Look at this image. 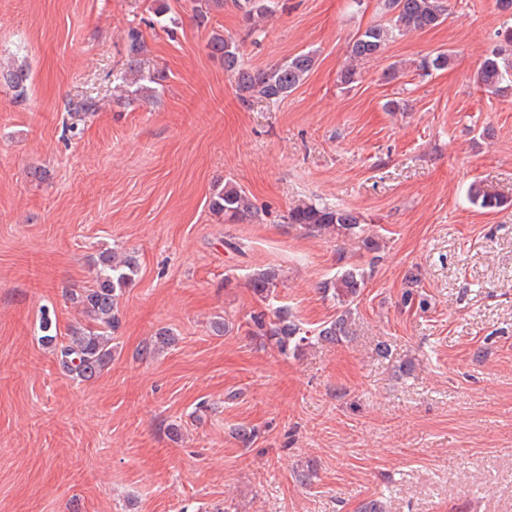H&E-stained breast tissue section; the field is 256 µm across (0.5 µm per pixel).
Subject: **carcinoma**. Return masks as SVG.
I'll return each instance as SVG.
<instances>
[{
  "instance_id": "carcinoma-1",
  "label": "carcinoma",
  "mask_w": 512,
  "mask_h": 512,
  "mask_svg": "<svg viewBox=\"0 0 512 512\" xmlns=\"http://www.w3.org/2000/svg\"><path fill=\"white\" fill-rule=\"evenodd\" d=\"M226 0H193L192 9L199 24L209 23L211 14L224 10ZM231 5L250 26L272 12L271 0H231ZM383 7L391 15L388 25H372L358 34L350 43L347 55L351 64L341 69L337 81L348 87L358 81V61L378 56L389 42L398 36L440 26L448 19V0H383ZM496 46L484 56L477 72L480 87L487 93L500 95L512 89V25L497 31ZM210 55L224 64V71L234 77L235 94L239 103L249 107L256 102L277 103L288 97L307 78L315 66L310 53L296 54L280 64L268 68H248L241 62V45L234 37L215 32L208 41ZM146 52L141 30L130 28L127 35L128 63L125 71L114 75L125 102L134 101L155 92V86L164 75L154 72L144 75L139 67L140 57ZM451 54L439 52L425 56L415 63L421 73L448 68ZM29 72L23 63L10 68L0 67V82L24 92ZM152 86L143 84V81ZM470 203L483 209L500 208L504 201L474 183L468 191ZM211 212L226 224H237L255 218L248 197L234 184L226 183L214 189L209 200ZM287 223L313 236L330 235L333 238H355L366 252H376L379 244L367 234L361 216L338 206L300 203L289 209ZM96 274L89 288L73 290L69 300L82 307L86 322L68 329L66 336L51 333L52 320L43 315L42 342L51 347L58 365L66 372L83 380L100 373L112 361V340L120 327L119 301L126 288L134 283L137 258L116 251L99 253ZM279 272L268 267L255 271L250 288L258 300L266 303L278 286ZM365 273L356 265L342 266L336 275L323 282L324 296L336 301V317L323 323L317 339L334 341L348 334L353 314L352 304L364 288ZM249 334L271 343L279 354L288 356L309 344V337L301 335V327L286 306L273 309L264 307L250 314L247 321Z\"/></svg>"
}]
</instances>
